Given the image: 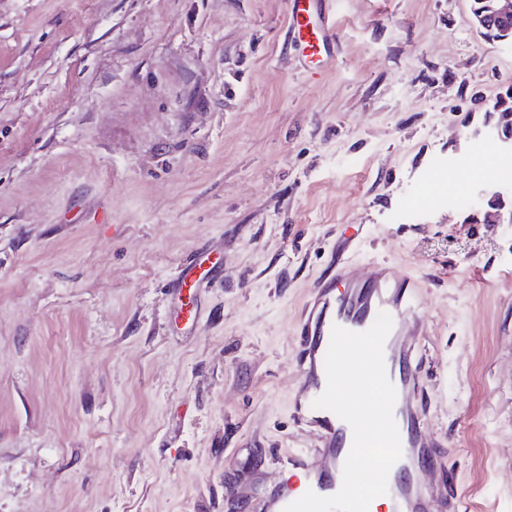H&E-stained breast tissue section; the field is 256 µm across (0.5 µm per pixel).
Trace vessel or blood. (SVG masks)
<instances>
[{"label":"vessel or blood","mask_w":512,"mask_h":512,"mask_svg":"<svg viewBox=\"0 0 512 512\" xmlns=\"http://www.w3.org/2000/svg\"><path fill=\"white\" fill-rule=\"evenodd\" d=\"M294 43L303 63L322 60L335 41L332 23L324 16L323 0H288ZM420 284L407 273L377 265L371 278H353L344 263H336L331 278L317 281L295 353L299 370L297 419L318 433L317 453L321 466H311L307 456L288 453L282 464V486L268 491L260 501L261 512H283L295 501L293 485H301L317 495L336 494L342 485L343 465L352 446L350 425L331 411L314 408V401L325 391V356L333 326L362 332L371 327L379 312L393 320L384 344L387 375L397 399L394 418L400 434L402 457L388 475L386 498L391 512H432L442 502L445 512H467L457 496H444L441 488L424 483L423 477L436 465L437 446L426 435V408L422 403L423 369L407 331L419 320Z\"/></svg>","instance_id":"vessel-or-blood-1"}]
</instances>
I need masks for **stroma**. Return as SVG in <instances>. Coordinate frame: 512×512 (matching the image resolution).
<instances>
[{
    "mask_svg": "<svg viewBox=\"0 0 512 512\" xmlns=\"http://www.w3.org/2000/svg\"><path fill=\"white\" fill-rule=\"evenodd\" d=\"M327 8L306 71L287 0H0V512H260L317 444L294 348L335 255L422 278L428 481L512 512V185L473 150L512 47L470 0ZM205 261H208L211 265L209 269L203 270V273H200L198 275V271H196V268L198 267L200 270H202V265ZM217 261H211L210 258H206L203 261H201L199 264H196L195 260L190 261L187 265H185L177 279V285L180 289L181 293L190 294L199 287L200 283L203 281L204 278H201L203 274H207L210 272L216 265Z\"/></svg>",
    "mask_w": 512,
    "mask_h": 512,
    "instance_id": "35a3bbf8",
    "label": "stroma"
}]
</instances>
